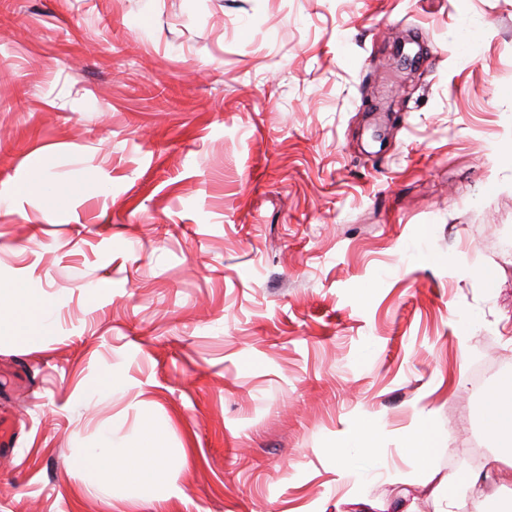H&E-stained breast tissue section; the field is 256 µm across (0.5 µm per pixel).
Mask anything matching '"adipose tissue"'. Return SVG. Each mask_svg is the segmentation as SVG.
<instances>
[{"label":"adipose tissue","instance_id":"1","mask_svg":"<svg viewBox=\"0 0 512 512\" xmlns=\"http://www.w3.org/2000/svg\"><path fill=\"white\" fill-rule=\"evenodd\" d=\"M55 301L27 281L0 282V330L20 336H34L43 343L54 336ZM123 446L104 442L101 447L88 449L81 460L86 490L104 495L109 490L113 465L126 456Z\"/></svg>","mask_w":512,"mask_h":512}]
</instances>
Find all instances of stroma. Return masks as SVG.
<instances>
[{
  "mask_svg": "<svg viewBox=\"0 0 512 512\" xmlns=\"http://www.w3.org/2000/svg\"><path fill=\"white\" fill-rule=\"evenodd\" d=\"M511 141L512 0H0V280L56 302L0 331V512H445L476 444L512 507L470 390L512 375ZM106 429L159 478L85 492ZM348 452H352L354 455H359L364 458H372L377 453V446L374 438L371 434L370 427L367 425L360 426L357 438L354 443L349 446Z\"/></svg>",
  "mask_w": 512,
  "mask_h": 512,
  "instance_id": "1",
  "label": "stroma"
}]
</instances>
